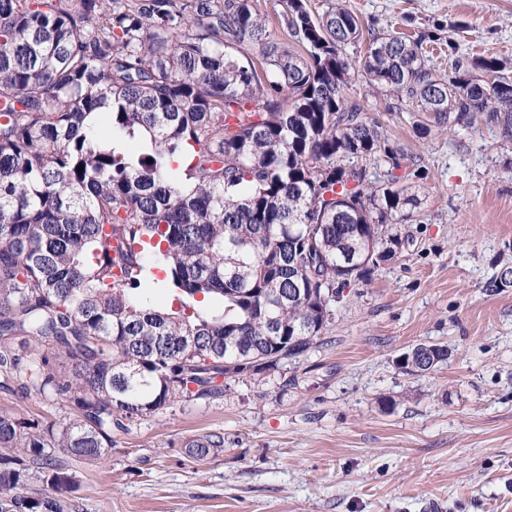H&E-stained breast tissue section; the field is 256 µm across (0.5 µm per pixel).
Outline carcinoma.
<instances>
[{
    "label": "carcinoma",
    "mask_w": 512,
    "mask_h": 512,
    "mask_svg": "<svg viewBox=\"0 0 512 512\" xmlns=\"http://www.w3.org/2000/svg\"><path fill=\"white\" fill-rule=\"evenodd\" d=\"M277 22L304 53L252 0H0V389L75 412L0 411V512H64L59 454L104 459L112 430L304 354L351 280L401 248L420 200L345 94L358 16L283 0ZM448 57L443 76L422 40L390 32L363 72L437 123L484 113L511 131L502 62ZM367 159L389 168L371 180ZM448 356L418 344L400 363L416 375ZM252 5L258 14L270 19V30L279 42L283 43L286 47H288V50L293 53H303L301 45L296 43L292 38H290L278 26L276 27L275 25L276 13L282 10L280 0H252Z\"/></svg>",
    "instance_id": "carcinoma-1"
}]
</instances>
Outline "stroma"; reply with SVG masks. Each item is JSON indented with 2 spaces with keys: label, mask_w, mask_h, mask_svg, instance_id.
<instances>
[{
  "label": "stroma",
  "mask_w": 512,
  "mask_h": 512,
  "mask_svg": "<svg viewBox=\"0 0 512 512\" xmlns=\"http://www.w3.org/2000/svg\"><path fill=\"white\" fill-rule=\"evenodd\" d=\"M365 33L425 36L487 54L512 77V0H346ZM381 123L422 204L405 242L351 281L318 344L279 368L225 379L112 434L71 462L78 512H512V133L486 119L416 126L423 114L362 79L348 90ZM448 347L432 372L399 358ZM218 433L207 457L186 445Z\"/></svg>",
  "instance_id": "1"
}]
</instances>
